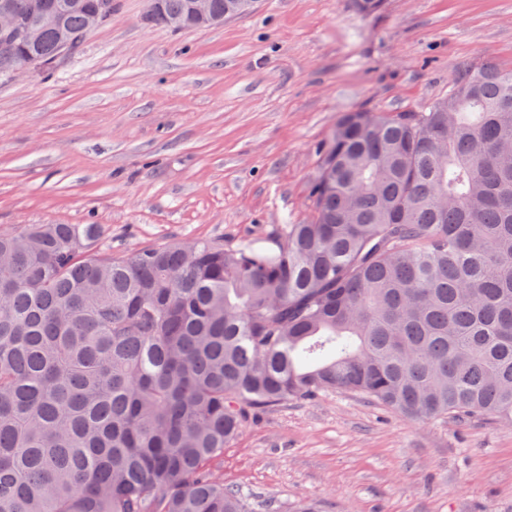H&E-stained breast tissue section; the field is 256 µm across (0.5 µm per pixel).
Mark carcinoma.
<instances>
[{
    "label": "carcinoma",
    "instance_id": "obj_1",
    "mask_svg": "<svg viewBox=\"0 0 512 512\" xmlns=\"http://www.w3.org/2000/svg\"><path fill=\"white\" fill-rule=\"evenodd\" d=\"M63 27L88 12L68 0ZM190 0L155 25L196 27ZM44 29L0 58H62ZM315 214L114 256L99 224L0 226V512H253L212 476L251 417L343 390L512 426V70L422 112L345 113Z\"/></svg>",
    "mask_w": 512,
    "mask_h": 512
}]
</instances>
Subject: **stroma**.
Segmentation results:
<instances>
[{
	"instance_id": "obj_1",
	"label": "stroma",
	"mask_w": 512,
	"mask_h": 512,
	"mask_svg": "<svg viewBox=\"0 0 512 512\" xmlns=\"http://www.w3.org/2000/svg\"><path fill=\"white\" fill-rule=\"evenodd\" d=\"M148 9L114 0L53 70L0 79V225L100 224L116 254L237 245L312 219L344 113L417 112L467 67L512 69V0H258L177 32ZM209 471L284 512H512V428L332 392L259 413Z\"/></svg>"
}]
</instances>
